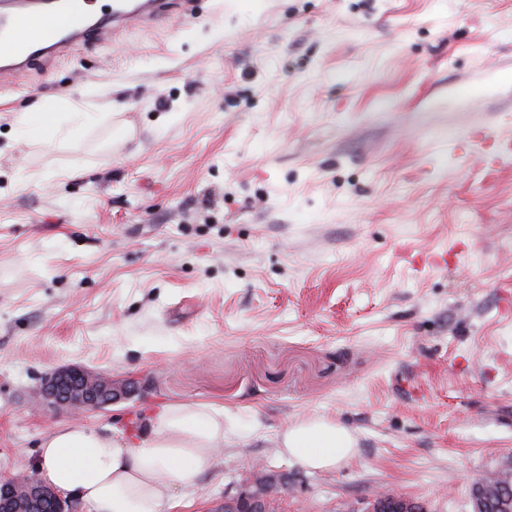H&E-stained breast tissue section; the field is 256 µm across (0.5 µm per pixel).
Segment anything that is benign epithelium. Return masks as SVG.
<instances>
[{
	"label": "benign epithelium",
	"mask_w": 512,
	"mask_h": 512,
	"mask_svg": "<svg viewBox=\"0 0 512 512\" xmlns=\"http://www.w3.org/2000/svg\"><path fill=\"white\" fill-rule=\"evenodd\" d=\"M135 387L129 380L120 383L80 366H70L41 376L35 400L53 408L98 409L131 394ZM260 473L259 469L253 471L239 493L224 496L226 512H266L272 488L261 484ZM502 486H512V463L474 478L475 512H497L498 488ZM416 506L411 497L379 490L362 499L355 512H416ZM0 512H75V505L43 481L29 480L27 473L19 472L0 479Z\"/></svg>",
	"instance_id": "1"
}]
</instances>
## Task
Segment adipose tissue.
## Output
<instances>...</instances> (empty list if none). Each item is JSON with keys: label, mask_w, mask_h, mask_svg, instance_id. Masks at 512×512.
I'll return each mask as SVG.
<instances>
[{"label": "adipose tissue", "mask_w": 512, "mask_h": 512, "mask_svg": "<svg viewBox=\"0 0 512 512\" xmlns=\"http://www.w3.org/2000/svg\"><path fill=\"white\" fill-rule=\"evenodd\" d=\"M92 117L77 105L63 118L26 112L17 133L51 141L71 135ZM280 445L289 458L313 470L334 469L355 452L351 433L323 417L287 427ZM223 447V411L177 405L153 413L146 434L135 439L77 421L54 429L40 445L35 468L60 497L78 500L88 512H169L179 506V492L209 470Z\"/></svg>", "instance_id": "ef3b65f1"}]
</instances>
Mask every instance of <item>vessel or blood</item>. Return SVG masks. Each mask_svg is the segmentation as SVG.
Masks as SVG:
<instances>
[{
  "mask_svg": "<svg viewBox=\"0 0 512 512\" xmlns=\"http://www.w3.org/2000/svg\"><path fill=\"white\" fill-rule=\"evenodd\" d=\"M195 0H0V78L26 70L37 62H51L70 49L100 39L108 32L143 25L175 15L184 24L197 18ZM37 14L58 22L50 37L26 30Z\"/></svg>",
  "mask_w": 512,
  "mask_h": 512,
  "instance_id": "obj_1",
  "label": "vessel or blood"
}]
</instances>
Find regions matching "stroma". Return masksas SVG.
<instances>
[{
  "instance_id": "35a3bbf8",
  "label": "stroma",
  "mask_w": 512,
  "mask_h": 512,
  "mask_svg": "<svg viewBox=\"0 0 512 512\" xmlns=\"http://www.w3.org/2000/svg\"><path fill=\"white\" fill-rule=\"evenodd\" d=\"M0 88V477L73 420L224 411L175 512H220L255 468L279 512L384 488L473 512L512 459V0H209ZM99 117L50 145L21 113ZM139 386L74 414L54 369ZM324 417L356 454L281 452ZM283 453L313 470L336 469L355 453L351 433L326 418L312 417L287 427L280 435Z\"/></svg>"
}]
</instances>
